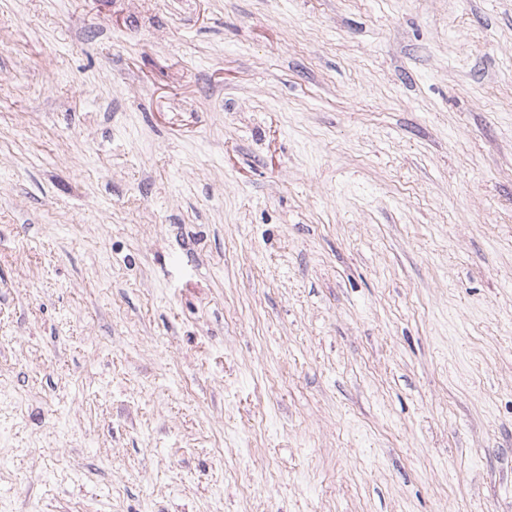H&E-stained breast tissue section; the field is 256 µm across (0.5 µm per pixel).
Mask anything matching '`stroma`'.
Returning <instances> with one entry per match:
<instances>
[{
  "label": "stroma",
  "mask_w": 512,
  "mask_h": 512,
  "mask_svg": "<svg viewBox=\"0 0 512 512\" xmlns=\"http://www.w3.org/2000/svg\"><path fill=\"white\" fill-rule=\"evenodd\" d=\"M0 512H512V0H0Z\"/></svg>",
  "instance_id": "stroma-1"
}]
</instances>
